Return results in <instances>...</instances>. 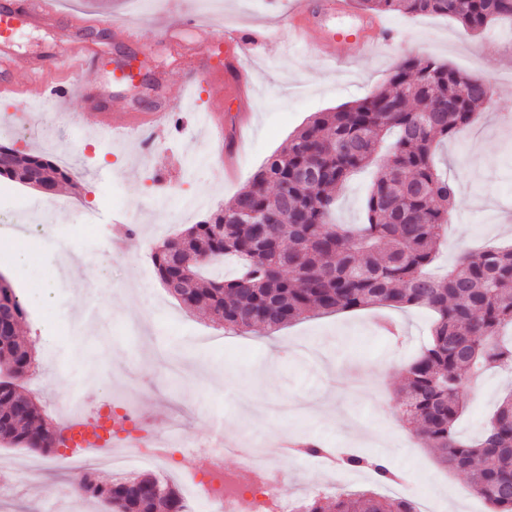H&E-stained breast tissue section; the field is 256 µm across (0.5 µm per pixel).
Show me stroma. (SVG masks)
I'll return each mask as SVG.
<instances>
[{"instance_id":"stroma-1","label":"stroma","mask_w":512,"mask_h":512,"mask_svg":"<svg viewBox=\"0 0 512 512\" xmlns=\"http://www.w3.org/2000/svg\"><path fill=\"white\" fill-rule=\"evenodd\" d=\"M222 16L212 19L211 36L226 28L253 31L274 27L298 0H223ZM50 23L23 25L14 37L18 63L1 70L0 81L24 79L27 62L43 57L72 37H80L104 61L123 56L127 47L111 28L134 22L145 53L143 72L174 71L176 52L158 42L152 13L194 10V0H153L152 12L134 9L130 0H61ZM86 12L97 26L74 33L73 14ZM388 45L372 48L358 41L342 44V60L326 65L287 33L269 41L247 64L251 87L244 101H225L224 124L237 114L248 120L245 142L233 160L234 174L215 179L220 164L213 154L202 117L214 104L207 83L184 89L170 79L165 93L182 101L157 148L140 158L131 135L113 138L104 152L89 130L82 100L53 115L52 125L79 174L77 188L57 194L98 210L99 243L85 241L80 216L58 211L47 239L63 242L65 256L0 264L12 287L31 286L28 316L21 334L41 365L27 388L63 423L68 409L61 397L76 387L82 412L96 420L110 405L115 430L126 428L128 411H137L150 429L166 433L181 423L193 440L215 433L245 444L259 441L270 462L286 474L281 493L297 501L317 491L369 489L381 496H407L422 512H448L461 502L464 512H489L468 493V479L440 467L425 444L397 420L402 366L424 346L432 322L428 309L372 307L356 312L314 314L281 330L225 335L222 328L184 309L157 278L147 276L157 240L179 232L224 207L272 153L285 148L315 113L365 96L385 84L406 56L431 57L486 78L495 103L459 137L439 142L434 161L455 182L457 200L448 232L439 246L437 272H445L465 251L512 244V229L500 226L512 215V22L500 21L482 34L463 33L453 19L425 15H385ZM105 107L119 112L152 109V84L119 85L104 68L86 74ZM372 170L354 174L336 200L334 221L365 223L364 199ZM169 215L155 223V209ZM273 365L274 374L254 386L253 369ZM505 386L488 371L465 387L466 410L458 430L476 437L497 407ZM316 437L330 448H354L385 456L389 466L406 471L401 483H378L368 472L343 471L319 459L290 455L275 447L282 436ZM70 451L43 456L0 444V474L6 512H99L98 505L71 490Z\"/></svg>"}]
</instances>
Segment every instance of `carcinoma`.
Wrapping results in <instances>:
<instances>
[{"label":"carcinoma","mask_w":512,"mask_h":512,"mask_svg":"<svg viewBox=\"0 0 512 512\" xmlns=\"http://www.w3.org/2000/svg\"><path fill=\"white\" fill-rule=\"evenodd\" d=\"M373 14L443 15L468 34L512 18V0H356ZM470 75L433 59H404L388 83L332 112H320L281 152L270 155L233 201L158 242L155 273L186 309L227 332L273 333L314 312L374 306L424 307L435 314L429 339L407 364L401 421L436 453L439 465L469 476L472 494L491 512H512V393L498 403L478 440L460 438L465 382L491 366L512 367V248L465 254L436 276L438 246L455 206V190L438 172L434 144L470 129L485 91ZM396 134L365 199L366 223L351 232L331 222L338 193L357 170L375 163ZM0 177L52 194L75 184L72 169L46 151L24 153L0 142ZM232 258L230 279H209L203 266ZM27 309L0 274V443L52 454L58 426L21 385L36 372L35 351L19 336ZM346 469L396 473L373 457L349 452ZM75 491L105 512H188L181 491L153 473L109 483L83 472ZM294 512H418L402 498L369 491L318 494Z\"/></svg>","instance_id":"carcinoma-1"}]
</instances>
